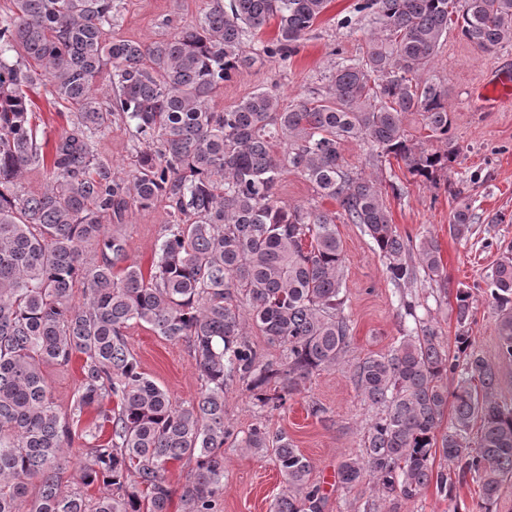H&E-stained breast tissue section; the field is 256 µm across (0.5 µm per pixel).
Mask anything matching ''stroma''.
I'll return each mask as SVG.
<instances>
[{"label": "stroma", "instance_id": "obj_1", "mask_svg": "<svg viewBox=\"0 0 512 512\" xmlns=\"http://www.w3.org/2000/svg\"><path fill=\"white\" fill-rule=\"evenodd\" d=\"M355 2L330 0L295 56L285 62L257 59L216 91L213 107L220 111L231 108L259 90L276 92L287 106L326 93L328 76L336 64L341 58L355 56L374 30L369 18L354 14ZM211 5L212 0H121L115 32L147 45L164 32L165 19H172L178 27H191ZM511 68L512 42L497 54L487 55L474 50L456 30H449L432 76L449 93L452 134L460 157L437 185L413 178L400 163L373 168L362 141L352 139L341 147L350 169L378 173L384 183V201L401 235L414 241L430 235L438 241L450 289L439 288L423 275L397 289L359 225H338L345 250V314L352 328L351 357L386 351L418 318L436 327L445 344H453L455 290L469 287L476 307L471 323L475 347L497 370L496 395L506 402H512V361L499 355L498 316L482 284L498 258L501 242L512 241V101L486 111L477 96L494 76ZM394 183L403 185L401 196L393 195L390 186ZM465 202L471 203L480 221L469 238L457 240L448 233V220L452 210ZM166 219V210L159 204L148 211L131 210L121 227L129 240V259L142 269H149L153 262ZM406 298L417 304L415 317L404 314L402 301ZM127 340L143 370L174 399L190 401L199 395L202 381L185 343L168 341L140 326L128 330ZM315 403L327 409L329 423L310 414ZM372 414L345 365L310 376L281 411H260L238 383L228 387L224 401V421L235 437H245L261 422L270 433L286 434L293 441L311 465L312 480L327 496L324 512H362L364 502L375 496L371 484L346 490L337 479L342 457L359 452L363 427ZM283 488V477L270 456L225 445L219 512H270Z\"/></svg>", "mask_w": 512, "mask_h": 512}]
</instances>
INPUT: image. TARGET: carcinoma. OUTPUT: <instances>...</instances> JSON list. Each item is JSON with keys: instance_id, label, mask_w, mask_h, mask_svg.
Listing matches in <instances>:
<instances>
[{"instance_id": "1", "label": "carcinoma", "mask_w": 512, "mask_h": 512, "mask_svg": "<svg viewBox=\"0 0 512 512\" xmlns=\"http://www.w3.org/2000/svg\"><path fill=\"white\" fill-rule=\"evenodd\" d=\"M328 3L216 0L192 28L167 19L170 31L149 45L112 32L119 0H11L0 16V512H170L166 473L183 461L181 512H218L231 437L225 388L239 383L260 410H279L349 350L338 220L370 237L395 286L422 271L448 287L437 240L422 238L411 255L378 181L348 169L341 146L359 139L373 160L392 157L437 184L459 151L448 91L425 75L452 28L483 53L511 41L512 0H358L378 31L337 64L326 94L286 107L260 90L229 110L210 106L256 59L288 61ZM273 21L277 37L260 39ZM104 75L113 94L101 98ZM38 85L67 110V128L51 145L48 185L29 194L22 179L48 146L27 94ZM412 112L436 148L410 137ZM118 124L156 142L125 175L97 152ZM288 172L338 209L280 204ZM159 201L167 222L145 272L128 263L120 226L132 207ZM479 220L460 205L450 231L466 238ZM486 286L512 360V244ZM455 301L454 352L424 323L352 369L381 414L364 428L361 453L340 461L338 483H373L388 512L432 482L452 501L470 480L479 512H493L512 478V403L497 400V373L474 348L472 293L459 288ZM242 305L282 347L278 361L246 339ZM133 325L188 345L204 381L198 398L178 402L142 370L126 339ZM75 357L81 382L61 411L42 367ZM77 438L85 451L75 458ZM242 443L272 455L284 478L271 512H323V489L288 436L259 423ZM437 455L450 467L434 470Z\"/></svg>"}]
</instances>
